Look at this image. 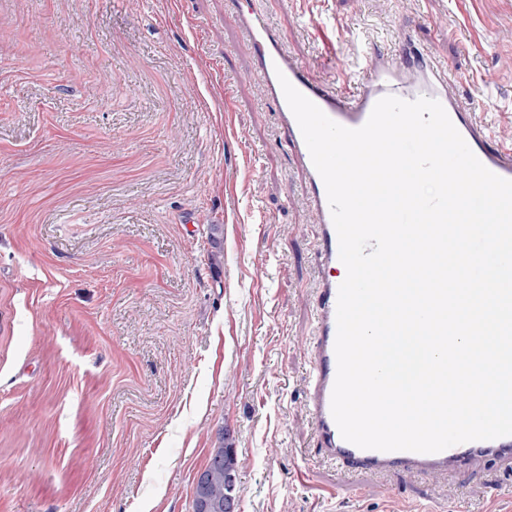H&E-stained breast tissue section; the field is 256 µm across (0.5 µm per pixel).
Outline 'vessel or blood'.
I'll use <instances>...</instances> for the list:
<instances>
[{
  "mask_svg": "<svg viewBox=\"0 0 512 512\" xmlns=\"http://www.w3.org/2000/svg\"><path fill=\"white\" fill-rule=\"evenodd\" d=\"M230 2L248 33L249 47L264 75L265 91L277 105L279 124L306 172L307 193L321 226L316 339L306 394L320 455L347 474L388 475L407 471L432 476L488 460L512 467V436L465 442L437 453L363 449L341 436L332 416L331 396L337 375L336 310L344 265L339 258V240L325 184L313 165L280 81L288 79L330 119L350 129L363 126L376 102L383 97L391 95L407 101L420 97L435 99L482 164L508 180H512V147L494 143L488 127L474 122L470 114L461 109L446 63L431 58L417 64L395 65L375 51L363 67L359 81L345 89H330L317 82L306 65L284 50L280 36L258 21L246 0Z\"/></svg>",
  "mask_w": 512,
  "mask_h": 512,
  "instance_id": "b4317fda",
  "label": "vessel or blood"
}]
</instances>
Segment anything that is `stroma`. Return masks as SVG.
Listing matches in <instances>:
<instances>
[{
  "mask_svg": "<svg viewBox=\"0 0 512 512\" xmlns=\"http://www.w3.org/2000/svg\"><path fill=\"white\" fill-rule=\"evenodd\" d=\"M331 89L444 60L512 140V0H251ZM228 0H0V512H512V468L341 482L305 406L320 270ZM232 474H236L234 454L227 453L224 448H216L204 479L197 487L192 504L193 512H224V500L232 493ZM239 502L238 496H228L226 511L238 512Z\"/></svg>",
  "mask_w": 512,
  "mask_h": 512,
  "instance_id": "stroma-1",
  "label": "stroma"
}]
</instances>
